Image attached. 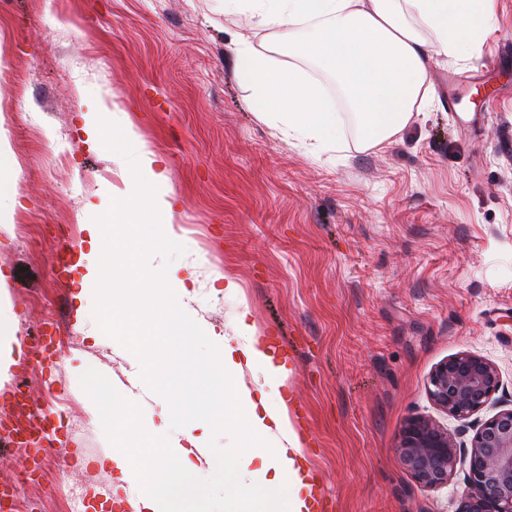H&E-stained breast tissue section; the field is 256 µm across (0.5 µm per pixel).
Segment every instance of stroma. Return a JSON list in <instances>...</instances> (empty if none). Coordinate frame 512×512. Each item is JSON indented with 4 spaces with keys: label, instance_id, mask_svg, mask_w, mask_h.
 Returning a JSON list of instances; mask_svg holds the SVG:
<instances>
[{
    "label": "stroma",
    "instance_id": "stroma-1",
    "mask_svg": "<svg viewBox=\"0 0 512 512\" xmlns=\"http://www.w3.org/2000/svg\"><path fill=\"white\" fill-rule=\"evenodd\" d=\"M494 8L468 54L432 62L434 95L401 134L361 146L337 98L343 148L314 154L252 112L229 46L241 33L257 46L279 36L249 29L248 14L225 15L224 0H0V127L20 202L12 225L30 238L0 232L24 350L0 391V424L20 390L46 412L49 435L0 442V491L28 476L0 512H120L99 464L112 435L89 417L98 396L74 355L121 382L132 365L93 344L107 311L99 299L76 327L63 266L86 202L113 211L126 191L114 148L128 128L166 172L179 236L164 249L140 225V261L195 271L200 318L229 332L248 311L257 336L286 355L279 393L327 512H460L466 463L447 486L426 488L395 445L412 416L438 417L467 443L512 408V0ZM98 105L112 142L93 150L82 128ZM213 269L237 293L212 287ZM463 351L495 364L502 382L465 422L426 395L436 364ZM205 356L200 343L186 349L195 373L172 392L203 420L220 411Z\"/></svg>",
    "mask_w": 512,
    "mask_h": 512
}]
</instances>
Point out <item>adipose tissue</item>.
<instances>
[{
	"mask_svg": "<svg viewBox=\"0 0 512 512\" xmlns=\"http://www.w3.org/2000/svg\"><path fill=\"white\" fill-rule=\"evenodd\" d=\"M244 7L250 11L253 28L288 34L285 63L247 36L234 44L237 74L252 91V111L285 137L324 150L339 142L338 120L303 62H316L340 78L361 143L376 147L398 135L426 102L435 55L456 57L478 42L491 23L494 0H224L225 12ZM126 142L130 151L119 159L127 164L137 191L122 202L129 213L127 228L115 239L103 225L81 224L82 236L70 266L76 275L77 317H84L89 293L121 302L127 314L113 324L112 333L123 337L126 348L137 356L125 384L86 362L79 365L80 374L97 384L104 400L132 396L138 388L162 401L158 423L150 432L128 428L127 413L107 416L98 408L90 409L94 424L121 434L112 454L102 461L114 476L111 494L120 497L137 474L148 489L133 499L134 512H186L204 499L200 478L206 474L217 481L232 479L247 494L254 482H261V512H309L314 486L297 455L299 440L287 402L270 407L266 397L253 396L235 383L245 366L261 370L270 382L286 373L284 363L256 336L246 313L237 315L230 335L208 325L195 328V279L164 264L133 263L124 288L117 291L109 286L105 267L117 246L132 248L139 225H152L167 244L176 242L171 224L174 202L159 191L166 174L144 141L130 135ZM195 332L209 350L206 370L219 373L224 382L221 413L202 422L164 402L174 376L170 366L159 361L162 348H174ZM238 414L247 420L251 447L214 453L211 431ZM137 448L172 458L174 464L156 471L149 458L134 456Z\"/></svg>",
	"mask_w": 512,
	"mask_h": 512,
	"instance_id": "1",
	"label": "adipose tissue"
}]
</instances>
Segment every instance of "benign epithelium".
Here are the masks:
<instances>
[{"label": "benign epithelium", "instance_id": "obj_1", "mask_svg": "<svg viewBox=\"0 0 512 512\" xmlns=\"http://www.w3.org/2000/svg\"><path fill=\"white\" fill-rule=\"evenodd\" d=\"M500 386L491 362L460 352L434 367L426 393L438 410L467 420L485 409ZM396 451L414 481L429 488L447 484L457 463L467 461L461 512H512V409L484 420L466 448L436 421L411 417L399 430Z\"/></svg>", "mask_w": 512, "mask_h": 512}]
</instances>
